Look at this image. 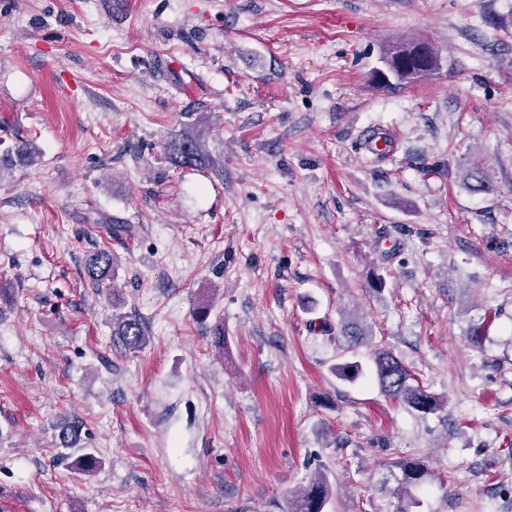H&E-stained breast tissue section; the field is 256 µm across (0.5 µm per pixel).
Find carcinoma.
Returning <instances> with one entry per match:
<instances>
[{
    "label": "carcinoma",
    "mask_w": 512,
    "mask_h": 512,
    "mask_svg": "<svg viewBox=\"0 0 512 512\" xmlns=\"http://www.w3.org/2000/svg\"><path fill=\"white\" fill-rule=\"evenodd\" d=\"M422 46L413 43L393 51L384 60L386 70L375 71V78L380 88L387 91L403 87L415 73L425 77L437 69L435 52L426 50L421 63H416L412 54ZM165 156L176 168L206 169L213 164L199 141L187 134L176 135L165 143ZM89 278L97 285L112 275L113 257L105 250L91 253L87 260ZM112 331L128 349H141L149 341L143 324L129 316L112 315ZM341 333L348 339V348L353 349L365 343L369 333L356 320L346 319L341 323ZM373 363L378 386L383 394L401 402L408 409L420 414H436L447 407V399L423 385L403 365L394 353L379 345L373 346ZM336 378L344 383L353 384L363 373L360 361L346 358L332 368ZM401 475L396 478L397 489L392 494L398 503L395 512H409V504L413 502L412 491L417 488L426 476V467L418 460H410L398 464ZM332 485L327 473L320 472L311 477L308 483L294 492L289 499L288 512H326L331 502Z\"/></svg>",
    "instance_id": "cac0c4a2"
}]
</instances>
